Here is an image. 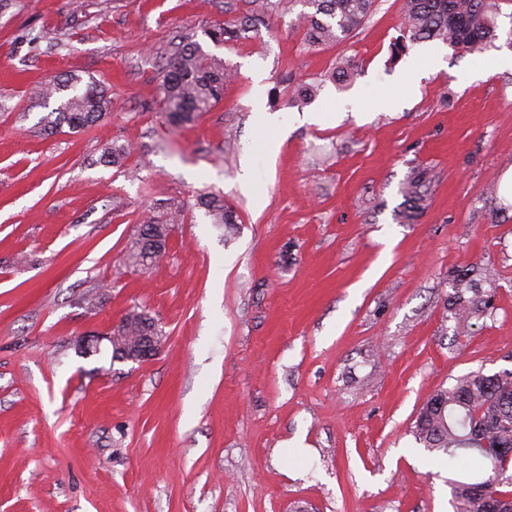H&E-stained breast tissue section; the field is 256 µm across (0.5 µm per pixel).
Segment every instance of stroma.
I'll return each instance as SVG.
<instances>
[{"label": "stroma", "instance_id": "obj_1", "mask_svg": "<svg viewBox=\"0 0 512 512\" xmlns=\"http://www.w3.org/2000/svg\"><path fill=\"white\" fill-rule=\"evenodd\" d=\"M262 3L0 0V512H453L412 427L455 378L512 369V0L482 51L399 57L402 0L319 47L293 27L301 0H281L260 37H202L236 78L169 123L173 37ZM70 76L111 114L44 133L58 101L41 89ZM112 142L132 147L124 166L102 162ZM171 207L158 268L129 266ZM468 268L493 307L462 325L448 297ZM134 309L163 332L151 360L84 352ZM200 204L217 224H235L236 215L231 207L224 203V199L218 196L203 195Z\"/></svg>", "mask_w": 512, "mask_h": 512}]
</instances>
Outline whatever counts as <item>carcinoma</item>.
Wrapping results in <instances>:
<instances>
[{"mask_svg": "<svg viewBox=\"0 0 512 512\" xmlns=\"http://www.w3.org/2000/svg\"><path fill=\"white\" fill-rule=\"evenodd\" d=\"M309 11L301 12L295 26L303 29L311 46L341 42L365 22L376 0H300ZM499 0H404L403 33L397 51L420 42H441L473 52L497 38L495 14ZM261 19L245 13L204 30L214 43H228L259 33ZM162 105L168 121L187 123L198 112H207L222 98L224 86L236 76L224 61L206 53L186 35L160 65ZM79 78L50 81L47 98L60 96L62 103L44 118V128L55 131L66 125L73 131L90 128L109 114L107 93L91 84L77 89ZM130 154L128 146L104 148L102 159L121 166ZM426 175L417 173L404 186L411 201H425ZM200 204L216 224H233L235 212L218 196L204 195ZM153 251L135 239L127 253L129 264L146 271L158 266ZM473 296L468 297L466 293ZM491 292L473 288L468 271L457 274L450 297L459 319L468 321L487 308ZM412 433L417 443L439 455L458 474L451 482L453 512H512V370L492 374L473 371L434 392L420 408Z\"/></svg>", "mask_w": 512, "mask_h": 512, "instance_id": "carcinoma-1", "label": "carcinoma"}]
</instances>
